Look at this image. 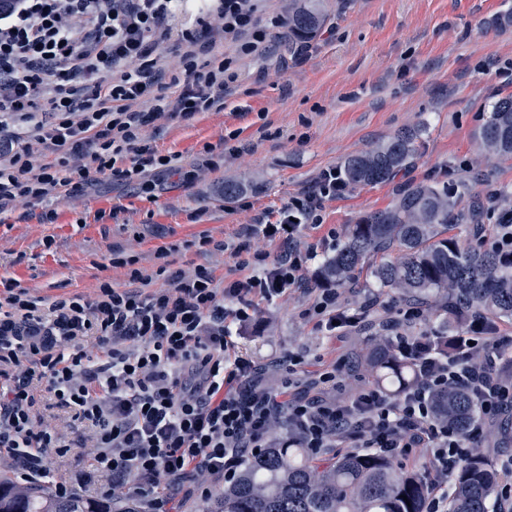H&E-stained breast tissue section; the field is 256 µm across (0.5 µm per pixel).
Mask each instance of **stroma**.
<instances>
[{"label": "stroma", "instance_id": "stroma-1", "mask_svg": "<svg viewBox=\"0 0 512 512\" xmlns=\"http://www.w3.org/2000/svg\"><path fill=\"white\" fill-rule=\"evenodd\" d=\"M275 54L237 58V92L220 112L192 120H159L145 129L160 154L181 158V175L164 179L155 198L104 179L66 197L54 223L23 206L0 214V280H14L46 300L93 296L101 283L124 284L113 251L138 256L155 269L158 247L178 245L173 272L197 265L231 276L229 254L182 250L181 242L207 234L232 238L259 213L276 218L292 197L307 191L322 170L386 142L398 131H422L417 156L393 181L347 189L326 200L321 225L309 240L390 207L419 183L454 188L462 204L484 203L482 236L491 247L498 194L512 193V161L482 159L476 131L492 105L512 96V0H349L312 47L288 50L286 29L271 30ZM245 187L225 198L224 183ZM315 291L288 300L254 302L252 320L238 338L240 352L270 361L294 352L308 370L339 359L355 361L373 329L331 333L304 318Z\"/></svg>", "mask_w": 512, "mask_h": 512}]
</instances>
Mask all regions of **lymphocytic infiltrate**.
Segmentation results:
<instances>
[{"label":"lymphocytic infiltrate","instance_id":"lymphocytic-infiltrate-1","mask_svg":"<svg viewBox=\"0 0 512 512\" xmlns=\"http://www.w3.org/2000/svg\"><path fill=\"white\" fill-rule=\"evenodd\" d=\"M259 0H13L0 14V211L22 202L42 207L41 219L98 177L153 194L156 177L181 173L142 135L155 121H187L223 109L239 74L219 52L224 40L256 58L270 52ZM171 43L182 68L162 64ZM339 170H323L314 185L278 211L257 216L231 240L195 238L199 251L230 253L237 277L218 282L197 266L162 286L115 257L130 285L101 284L93 298L46 303L14 281L0 283V452L20 484L46 478L47 449L67 456L87 449L92 472L55 484L59 497L89 485L117 496L135 487L150 512H166L181 482L207 499L211 480L232 483L240 465L269 447L277 424L309 456L335 443L430 463L427 512H447L448 488L480 438L484 424L512 412V380L497 369L512 336L484 319L434 347L412 334L424 317L414 303L387 312L382 323L394 353L413 362L417 381L400 398L372 382L343 391L337 361L309 371L289 353L260 362L236 350L235 334L254 315V301L274 302L307 288L310 261L336 247L335 232L308 241L325 199L342 194ZM279 243L277 254L265 246ZM373 301L347 308L341 292L321 289L307 318L325 327H354ZM94 337L96 354L84 349ZM466 388L480 423L468 434L435 419L437 392ZM314 396H307L305 388ZM77 422L69 439L38 407L40 393Z\"/></svg>","mask_w":512,"mask_h":512}]
</instances>
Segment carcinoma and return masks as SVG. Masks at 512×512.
Instances as JSON below:
<instances>
[{
  "label": "carcinoma",
  "mask_w": 512,
  "mask_h": 512,
  "mask_svg": "<svg viewBox=\"0 0 512 512\" xmlns=\"http://www.w3.org/2000/svg\"><path fill=\"white\" fill-rule=\"evenodd\" d=\"M330 0H290L288 47L314 41L330 19ZM420 132L405 129L372 151L348 157L342 177L351 187L387 182L405 170L417 151ZM476 139L485 154L512 159V96L496 102ZM456 201L445 185L420 184L390 208L347 227L343 244L319 270L330 285L355 283L370 260L396 252L394 261L373 266L379 287L394 290L417 304L440 295L446 304L431 317L459 318L457 306L488 321L512 320V254L482 249L447 237ZM379 383L395 394L416 380L413 366L392 354L376 334L363 355ZM439 419L468 432L478 419L472 394L450 388L436 394ZM501 474L488 461L482 444L462 462L448 495V512H512L494 497ZM428 485L416 471L395 475L387 456L350 452L314 460L306 449L284 440L249 458L234 483L210 499L203 512H425ZM407 499H402V496ZM0 512H136L110 499L58 497L47 487L23 488L0 477Z\"/></svg>",
  "instance_id": "cac0c4a2"
}]
</instances>
